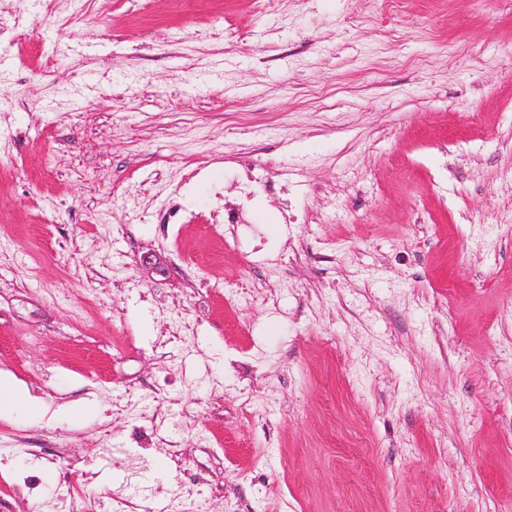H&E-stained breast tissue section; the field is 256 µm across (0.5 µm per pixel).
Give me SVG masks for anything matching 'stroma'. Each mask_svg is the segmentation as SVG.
Segmentation results:
<instances>
[{"label": "stroma", "mask_w": 512, "mask_h": 512, "mask_svg": "<svg viewBox=\"0 0 512 512\" xmlns=\"http://www.w3.org/2000/svg\"><path fill=\"white\" fill-rule=\"evenodd\" d=\"M510 302L512 0H0V512H512ZM11 413L27 418H36L43 415L44 408L25 389L2 376V372H0V416Z\"/></svg>", "instance_id": "obj_1"}]
</instances>
